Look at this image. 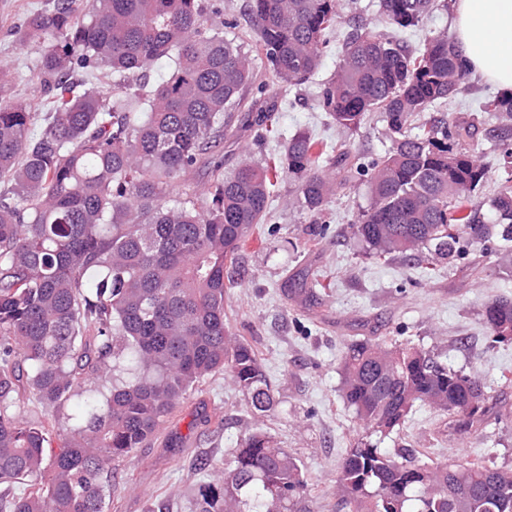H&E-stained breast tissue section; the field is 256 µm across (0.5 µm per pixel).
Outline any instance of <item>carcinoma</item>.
Here are the masks:
<instances>
[{"instance_id": "carcinoma-1", "label": "carcinoma", "mask_w": 512, "mask_h": 512, "mask_svg": "<svg viewBox=\"0 0 512 512\" xmlns=\"http://www.w3.org/2000/svg\"><path fill=\"white\" fill-rule=\"evenodd\" d=\"M437 0H379L397 28L418 25ZM255 52L282 87L303 85L321 65L338 0H245ZM224 0H54L30 12L22 37L37 47L30 73L50 100L38 114L0 72V512H104L115 464L153 438L185 396L218 372L257 413L274 395L255 348L236 336L224 310L226 276L251 232L267 220L278 178L297 181L296 204L319 212L334 194L324 169L366 178L368 208L352 225L371 257L417 260L422 250L453 262L457 240L512 242V179L491 200L495 220L466 213L487 178L462 148L472 126L421 121L468 75L445 32L410 50L352 21L334 76L317 106L352 130L369 112L394 135L388 151L362 162L309 133L264 161L244 159L224 175V129L236 110L258 111L260 137L276 138L273 108L243 91L257 81L252 51L224 38ZM165 63L167 74H148ZM81 71L90 81L74 82ZM512 121V92L484 102ZM492 139L512 160V126ZM203 176V185L195 181ZM495 342L512 341V301L487 303ZM93 332L90 349L84 332ZM340 392L366 430L387 435L414 408L468 439L496 405L483 375L457 370L410 342L349 343ZM83 412L54 443L45 422L77 394ZM37 399L43 420L17 408ZM195 486L193 512H296L309 485L297 461L257 428L229 463ZM350 512H512V469L484 459L416 460L355 441L337 473Z\"/></svg>"}]
</instances>
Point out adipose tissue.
I'll use <instances>...</instances> for the list:
<instances>
[{
	"label": "adipose tissue",
	"instance_id": "adipose-tissue-1",
	"mask_svg": "<svg viewBox=\"0 0 512 512\" xmlns=\"http://www.w3.org/2000/svg\"><path fill=\"white\" fill-rule=\"evenodd\" d=\"M452 10L466 68L512 91V0H452Z\"/></svg>",
	"mask_w": 512,
	"mask_h": 512
}]
</instances>
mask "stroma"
Returning a JSON list of instances; mask_svg holds the SVG:
<instances>
[{
    "label": "stroma",
    "mask_w": 512,
    "mask_h": 512,
    "mask_svg": "<svg viewBox=\"0 0 512 512\" xmlns=\"http://www.w3.org/2000/svg\"><path fill=\"white\" fill-rule=\"evenodd\" d=\"M48 2L0 0V70L12 73L14 91L41 111L48 108L45 96L28 78L35 53L19 30L29 12ZM339 58L334 41L325 48L313 83L288 89L269 81L278 107V139L258 143L246 113H233L235 132L224 138L225 171L244 156L259 160L282 149L302 132L344 145L352 157L365 161L383 154L391 135L380 113H370L357 130L345 131L316 105L318 85L331 78ZM496 92L470 75L434 112L479 130L465 147L488 170L484 188L468 204L483 224L494 220L490 198L496 186L512 176L484 135L499 124L481 107ZM297 189L296 181L279 178L270 230L251 235L239 254L233 267L237 286L228 299L235 333L255 347L265 366L274 389L273 408L255 416L248 396L215 374L185 397L157 439L117 463L109 512H192L187 492L208 477L194 469L196 456L231 460L257 425L298 460L309 483L304 505L310 512H349L337 492L336 467L351 442L365 433L339 396L337 366L346 345L364 338L407 339L439 353L454 368H478L507 411L486 435L459 443L437 438L440 418L422 407L406 427L382 440V448L392 453L409 448L439 461L462 453L512 468V342H492L481 321L487 302L512 299V242L494 241L485 249L460 242V256L439 262L438 273L430 278L414 261L375 262L355 242L351 226L370 198L362 177L338 183L318 214L294 206Z\"/></svg>",
    "instance_id": "stroma-1"
}]
</instances>
